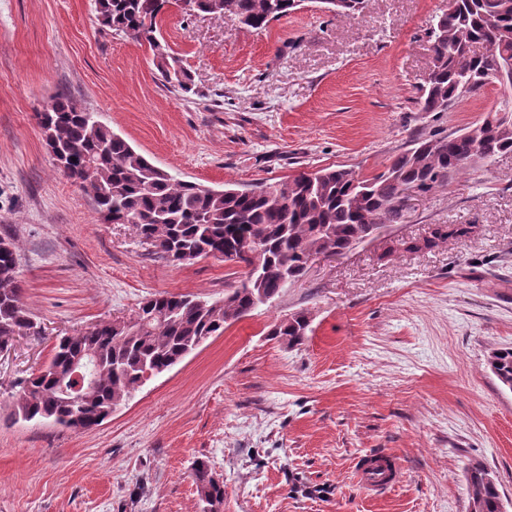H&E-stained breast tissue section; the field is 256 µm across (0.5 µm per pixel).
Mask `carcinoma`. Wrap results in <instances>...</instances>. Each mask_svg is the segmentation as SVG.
I'll list each match as a JSON object with an SVG mask.
<instances>
[{"instance_id":"obj_1","label":"carcinoma","mask_w":512,"mask_h":512,"mask_svg":"<svg viewBox=\"0 0 512 512\" xmlns=\"http://www.w3.org/2000/svg\"><path fill=\"white\" fill-rule=\"evenodd\" d=\"M302 0H95L100 32L125 36L152 53L163 79L189 93L187 69L162 36L171 5L187 16L219 14L262 30L297 10ZM368 0H322L331 12L354 18ZM432 66L421 87L423 112H445L489 83L504 57L512 58V0H456L434 24ZM56 170L80 185L93 200L98 221L131 224L140 241L172 262L229 256L250 247L252 268L221 302L186 294L159 293L143 301L130 321L103 322L86 332L56 338L50 360L21 383L15 417L50 422L62 429H90L112 415L140 387L148 372H164L198 342L224 333V326L276 297L286 279L305 272L319 253L348 250L378 224H399L404 191L426 194L456 175L512 152V111L490 112L457 133L418 137L389 159L385 169L363 175L350 168L300 172L250 190L216 189L180 180L101 122L83 102L60 94L35 113ZM474 225L436 226L421 242L403 250L433 248L449 237L466 238ZM0 247V343L12 336L40 335L22 300L17 248L11 238ZM310 319L297 312L277 320L267 336L290 346L303 343ZM91 357L95 382L72 378L75 362ZM493 373L512 390V346L493 350ZM193 474L202 512H221L224 483L209 462L199 459ZM472 512H502L497 482L481 466L466 473Z\"/></svg>"}]
</instances>
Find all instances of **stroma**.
<instances>
[{"label": "stroma", "mask_w": 512, "mask_h": 512, "mask_svg": "<svg viewBox=\"0 0 512 512\" xmlns=\"http://www.w3.org/2000/svg\"><path fill=\"white\" fill-rule=\"evenodd\" d=\"M448 0H369L358 18L320 0L264 30L170 7L163 37L193 77L163 85L151 52L98 30L94 0H0V237L41 328L0 345V512H199L193 463L224 482L223 512H469L466 471L512 501V391L486 358L512 346V153L415 196L402 223L313 260L267 305L150 379L101 426L12 421L21 382L55 336L129 318L161 292L224 298L243 268L160 258L132 225L98 222L53 165L34 118L69 93L155 165L210 187L251 189L302 170L370 175L421 134L499 110L488 83L445 112L417 98L433 19ZM438 224L470 237L405 252ZM306 311L291 347L268 325ZM401 480L372 493L362 459Z\"/></svg>", "instance_id": "1"}]
</instances>
